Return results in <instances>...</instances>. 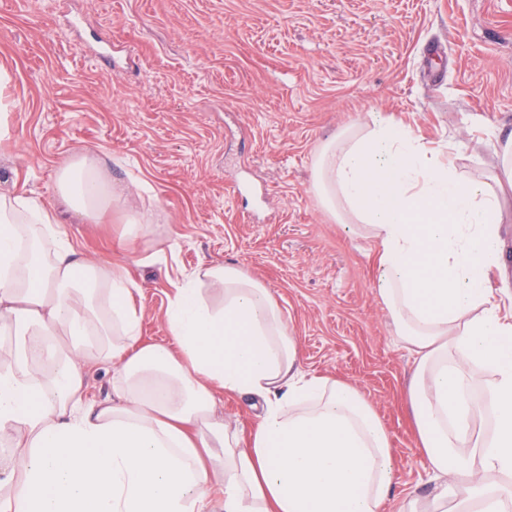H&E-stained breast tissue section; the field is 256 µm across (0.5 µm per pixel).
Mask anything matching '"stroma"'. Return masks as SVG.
I'll list each match as a JSON object with an SVG mask.
<instances>
[{
	"mask_svg": "<svg viewBox=\"0 0 512 512\" xmlns=\"http://www.w3.org/2000/svg\"><path fill=\"white\" fill-rule=\"evenodd\" d=\"M0 69V195L53 208L66 160L109 166L123 198L105 223L69 213L61 230L130 271L144 341L170 343L182 275L239 268L269 289L304 372L375 409L396 484L382 512L433 492L376 242L323 211L313 170L322 143L372 111L460 174L496 169L512 134V0H0Z\"/></svg>",
	"mask_w": 512,
	"mask_h": 512,
	"instance_id": "1",
	"label": "stroma"
}]
</instances>
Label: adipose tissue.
Instances as JSON below:
<instances>
[{"label": "adipose tissue", "instance_id": "1", "mask_svg": "<svg viewBox=\"0 0 512 512\" xmlns=\"http://www.w3.org/2000/svg\"><path fill=\"white\" fill-rule=\"evenodd\" d=\"M503 171L460 175L382 113L318 153L313 187L341 224L367 225L378 294L414 354L406 398L436 488L403 512H512V320L491 302ZM60 199L100 223L116 194L99 158L58 171ZM54 212L0 197V512H380L393 493L388 436L353 385L305 375L270 292L239 269L186 275L166 312L172 345L143 342L127 271L89 260ZM112 363V396L87 371ZM492 428L476 427L473 369ZM249 396V437L215 394ZM112 363L101 361L88 371L89 397L94 401H101L112 394Z\"/></svg>", "mask_w": 512, "mask_h": 512}]
</instances>
